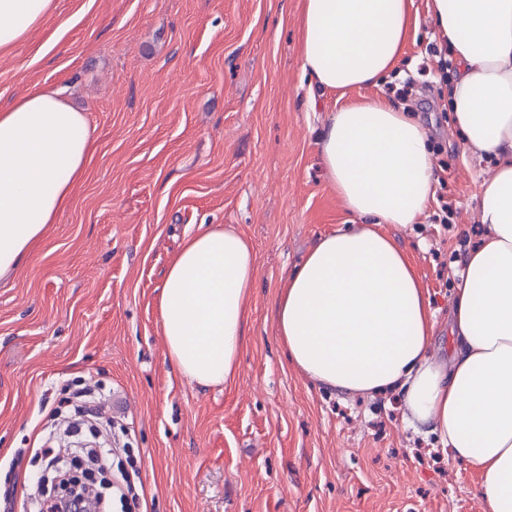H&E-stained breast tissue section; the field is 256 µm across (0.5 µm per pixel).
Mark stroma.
Returning <instances> with one entry per match:
<instances>
[{
  "label": "stroma",
  "mask_w": 512,
  "mask_h": 512,
  "mask_svg": "<svg viewBox=\"0 0 512 512\" xmlns=\"http://www.w3.org/2000/svg\"><path fill=\"white\" fill-rule=\"evenodd\" d=\"M301 0H56L0 56V108L33 84L66 85L96 137L68 205L0 282V480L29 512L48 411L76 379L100 391L130 446L135 512H484L479 476L414 433L395 396L317 388L287 362L275 299L318 236L353 220L320 163L337 95L301 71ZM402 61L371 96L415 112L438 181L418 223L395 229L449 346L464 253L483 231L476 162L448 119L450 50L429 0ZM237 227L257 259L246 346L228 387L202 389L166 357L158 296L186 236Z\"/></svg>",
  "instance_id": "obj_1"
}]
</instances>
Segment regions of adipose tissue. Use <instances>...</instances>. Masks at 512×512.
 I'll return each instance as SVG.
<instances>
[{"instance_id":"obj_1","label":"adipose tissue","mask_w":512,"mask_h":512,"mask_svg":"<svg viewBox=\"0 0 512 512\" xmlns=\"http://www.w3.org/2000/svg\"><path fill=\"white\" fill-rule=\"evenodd\" d=\"M412 0H302L301 68L316 87L361 97L318 135L329 183L356 223L318 237L276 298L275 333L311 383L342 395L398 391L408 425L479 471L486 512H512V0H430L454 73L449 119L477 182L484 233L461 262L447 357L410 254L382 227L417 223L437 172L420 121L365 96L401 60ZM55 0H0V53L24 41ZM83 112L60 86L33 85L0 109V279L14 276L66 206L94 151ZM255 252L231 227L201 226L171 259L161 333L180 376L233 382L256 287Z\"/></svg>"}]
</instances>
